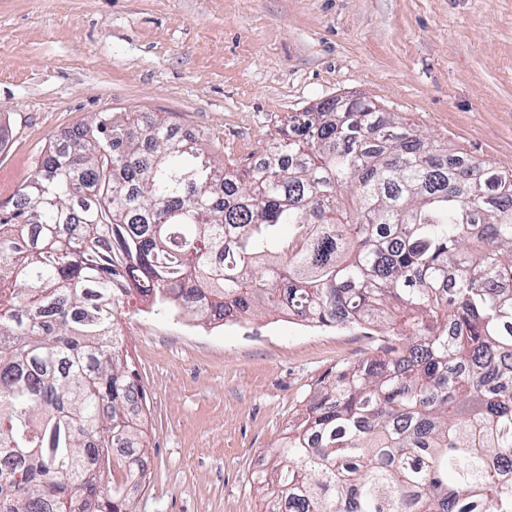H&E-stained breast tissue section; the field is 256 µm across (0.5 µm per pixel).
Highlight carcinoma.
<instances>
[{
  "label": "carcinoma",
  "mask_w": 512,
  "mask_h": 512,
  "mask_svg": "<svg viewBox=\"0 0 512 512\" xmlns=\"http://www.w3.org/2000/svg\"><path fill=\"white\" fill-rule=\"evenodd\" d=\"M274 128L244 170L152 112L45 150L0 214V512H134V294L202 320L263 304L384 325L288 422L265 512H512V171L364 97Z\"/></svg>",
  "instance_id": "cac0c4a2"
}]
</instances>
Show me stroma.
I'll return each mask as SVG.
<instances>
[{"instance_id": "obj_1", "label": "stroma", "mask_w": 512, "mask_h": 512, "mask_svg": "<svg viewBox=\"0 0 512 512\" xmlns=\"http://www.w3.org/2000/svg\"><path fill=\"white\" fill-rule=\"evenodd\" d=\"M361 95L512 169V0H0V210L95 113L158 112L241 165L289 115ZM147 396L135 512H263L254 465L363 328L261 309L202 323L125 303Z\"/></svg>"}]
</instances>
